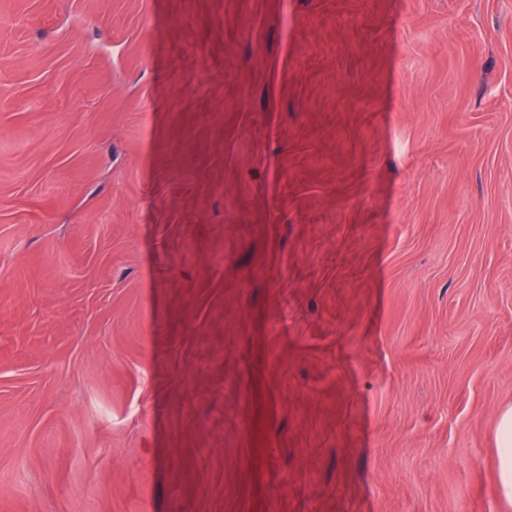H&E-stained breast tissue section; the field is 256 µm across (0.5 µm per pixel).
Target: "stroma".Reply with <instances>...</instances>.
<instances>
[{
  "label": "stroma",
  "mask_w": 512,
  "mask_h": 512,
  "mask_svg": "<svg viewBox=\"0 0 512 512\" xmlns=\"http://www.w3.org/2000/svg\"><path fill=\"white\" fill-rule=\"evenodd\" d=\"M512 0H0V512H512ZM495 492L512 506V405L498 412L494 427Z\"/></svg>",
  "instance_id": "obj_1"
}]
</instances>
